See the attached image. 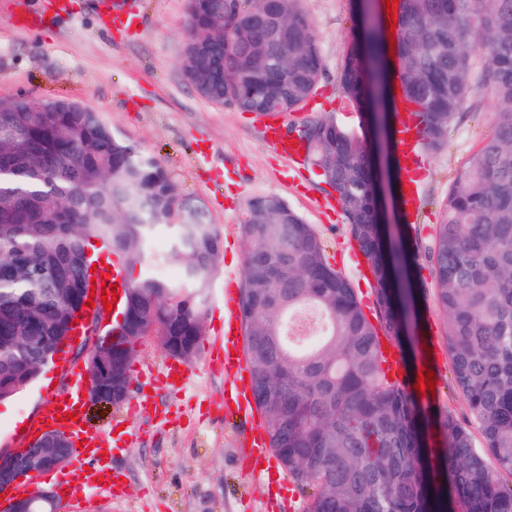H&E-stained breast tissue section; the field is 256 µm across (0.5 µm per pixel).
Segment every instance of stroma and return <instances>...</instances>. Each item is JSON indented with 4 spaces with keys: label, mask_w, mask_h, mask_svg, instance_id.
I'll use <instances>...</instances> for the list:
<instances>
[{
    "label": "stroma",
    "mask_w": 512,
    "mask_h": 512,
    "mask_svg": "<svg viewBox=\"0 0 512 512\" xmlns=\"http://www.w3.org/2000/svg\"><path fill=\"white\" fill-rule=\"evenodd\" d=\"M48 0H0V98L25 95L67 99L93 111L143 151L160 160L186 195L201 200L224 238V253L207 296L199 354L189 365L185 388L169 394L154 379L133 382L126 401L89 407L93 430L122 424L138 436L134 447L117 452L110 465L122 473L117 492L96 490L97 512H260L270 495L297 496L272 468L252 473L244 436L224 416V373L210 362L223 317L224 278L242 273L246 241L239 232L249 201L273 195L299 212L323 238L329 262L348 276L364 301H371V276L353 264L356 248L341 207L321 175L293 164L265 139L250 112L202 99L181 66L186 0H139L137 28H114L101 18L105 0H66L56 23L25 26L22 16L44 13ZM312 21L325 75L302 111L281 114L285 127L333 116L346 130L362 134L360 110L345 98L341 66L356 25L352 0H299ZM495 104L474 91L451 121L443 146L421 158L423 177L412 203L414 223L403 210L389 212L409 238L427 242L440 216L449 183L470 156L495 132ZM415 285L439 361L438 392L428 417L450 411L464 426L473 420L463 396L449 388L451 360L434 302L435 281L418 258ZM49 392L34 383L0 402V450L18 447L14 433L34 421ZM148 407H139L144 397Z\"/></svg>",
    "instance_id": "1"
}]
</instances>
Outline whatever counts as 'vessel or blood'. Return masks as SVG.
<instances>
[{
  "instance_id": "vessel-or-blood-1",
  "label": "vessel or blood",
  "mask_w": 512,
  "mask_h": 512,
  "mask_svg": "<svg viewBox=\"0 0 512 512\" xmlns=\"http://www.w3.org/2000/svg\"><path fill=\"white\" fill-rule=\"evenodd\" d=\"M265 132L269 142L293 163L304 160L305 150L301 142L287 135L276 118L264 120ZM398 151L403 168L402 187L404 203H411L417 193L418 162L421 155L420 130L415 123L403 122L397 131ZM239 315L238 298L233 288L224 291V328L219 338L217 362L221 366L226 382L224 386V412L251 416L252 427L246 437L250 447L249 454L255 468L267 469L272 464V454L267 444V436L262 420L254 416L255 405L252 396V380L248 378L245 343L238 333ZM79 368L72 367L66 372L67 382L62 383L46 405L44 416L53 420L56 426L64 431L73 444L67 467L68 480L63 484L62 502L72 512H86L89 503L86 495L89 489L99 484L118 488L121 484L120 473L111 471L104 464L103 453L110 445L106 437L84 432L81 422L66 419L69 411H77L78 399L73 392L69 380L80 376ZM190 375V370L183 363L171 359L166 361L159 373L161 383L169 389L183 388Z\"/></svg>"
}]
</instances>
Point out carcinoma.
<instances>
[{"label": "carcinoma", "instance_id": "obj_1", "mask_svg": "<svg viewBox=\"0 0 512 512\" xmlns=\"http://www.w3.org/2000/svg\"><path fill=\"white\" fill-rule=\"evenodd\" d=\"M261 0H187L181 64L205 100L256 114L295 112L325 66L298 0H279L287 35L259 25ZM422 147H442L448 124L478 82L496 104L495 135L448 185L425 251L444 317L452 382L482 444L451 413L436 417L443 446L425 447L424 411L404 347L422 348L412 288L416 248L380 218L376 157L330 117L308 120L317 139L305 162L324 170L371 276L373 311L325 257L315 229L273 195L252 199L241 236L250 244L239 297L257 411L281 467L312 494L306 512H512V0H402L396 49ZM389 32L361 17L343 61L344 96L390 127ZM0 100V399L40 376L64 338L81 292L86 249L98 241L125 272L131 317L86 357L93 375L131 381L144 329L166 354L199 351L207 292L223 239L204 204L186 196L155 158L101 115L70 100ZM172 234L177 282L148 272L146 245ZM325 322L310 346L285 329L306 311ZM405 371L391 377L388 348Z\"/></svg>", "mask_w": 512, "mask_h": 512}]
</instances>
